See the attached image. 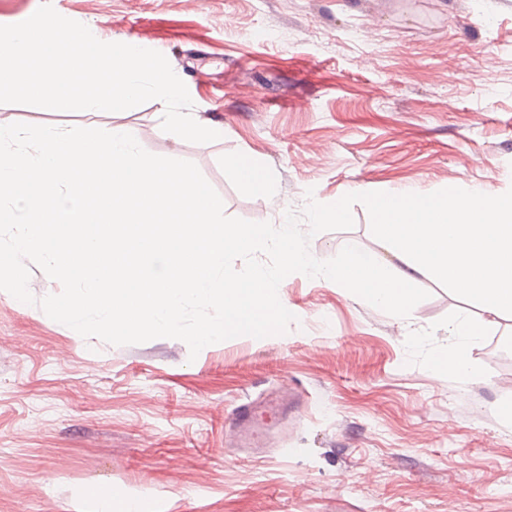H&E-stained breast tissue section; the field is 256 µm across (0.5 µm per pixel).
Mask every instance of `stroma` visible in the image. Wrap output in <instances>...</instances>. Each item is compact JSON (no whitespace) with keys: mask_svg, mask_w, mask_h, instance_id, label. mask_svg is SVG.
<instances>
[{"mask_svg":"<svg viewBox=\"0 0 512 512\" xmlns=\"http://www.w3.org/2000/svg\"><path fill=\"white\" fill-rule=\"evenodd\" d=\"M98 40L162 53L218 140L164 132L157 101L113 114L0 104L17 122L131 127L148 152L195 163L224 212L280 224L352 192L501 194L512 188V0H116ZM265 167L268 194L224 160ZM313 236L320 260L376 253L362 204ZM397 320L323 278L278 289L296 323L197 358L178 339L83 338L0 290V512H99L123 489L154 512H512V316L472 349L478 376L439 377L431 354L477 305L428 278ZM267 418L241 447L231 413Z\"/></svg>","mask_w":512,"mask_h":512,"instance_id":"obj_1","label":"stroma"}]
</instances>
